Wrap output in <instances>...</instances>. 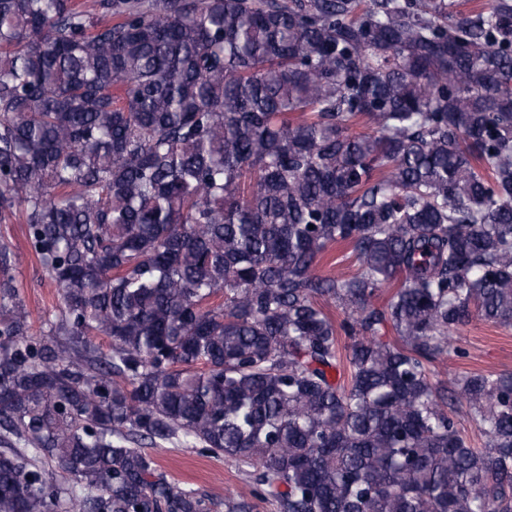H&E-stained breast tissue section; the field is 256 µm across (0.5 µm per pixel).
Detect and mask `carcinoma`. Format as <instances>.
<instances>
[{"instance_id":"carcinoma-1","label":"carcinoma","mask_w":512,"mask_h":512,"mask_svg":"<svg viewBox=\"0 0 512 512\" xmlns=\"http://www.w3.org/2000/svg\"><path fill=\"white\" fill-rule=\"evenodd\" d=\"M15 215L59 306L0 244V512H512V374L434 380L512 325V0H0ZM25 228L18 217L8 223H0V244H7L14 253L11 274L20 287L22 301L31 313L33 337L39 339L43 337V330L46 331L41 317L58 304V288L31 252ZM357 263L350 253V249L343 246H334L328 252L326 258L319 264L318 270L321 273L330 271L344 274H353L356 272ZM142 449L154 456L160 469L170 478L192 483L216 500L248 491V475L231 459L211 457L200 448H186L179 443L143 445Z\"/></svg>"}]
</instances>
